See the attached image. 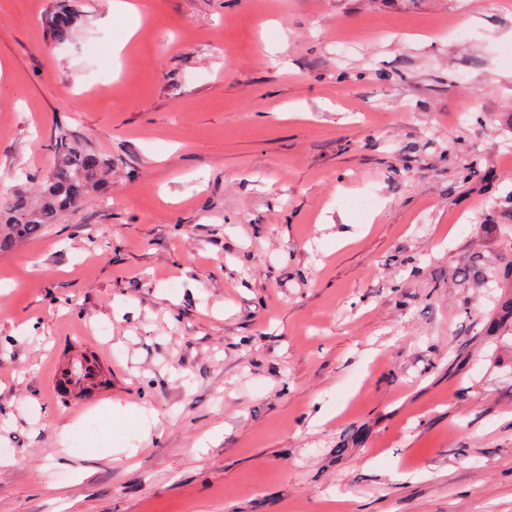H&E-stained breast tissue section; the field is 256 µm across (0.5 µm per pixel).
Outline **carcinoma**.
Returning <instances> with one entry per match:
<instances>
[{"label": "carcinoma", "mask_w": 512, "mask_h": 512, "mask_svg": "<svg viewBox=\"0 0 512 512\" xmlns=\"http://www.w3.org/2000/svg\"><path fill=\"white\" fill-rule=\"evenodd\" d=\"M51 24L57 42L70 39L74 27L70 12L55 15ZM54 146L58 161L39 198L18 194L0 201V253L13 251L41 227L54 223L61 211L103 185L112 171L111 159L89 152L64 131L56 136Z\"/></svg>", "instance_id": "1"}]
</instances>
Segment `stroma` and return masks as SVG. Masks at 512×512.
I'll return each instance as SVG.
<instances>
[{
  "mask_svg": "<svg viewBox=\"0 0 512 512\" xmlns=\"http://www.w3.org/2000/svg\"><path fill=\"white\" fill-rule=\"evenodd\" d=\"M136 2L0 0V196L112 158L0 254V512H512V0ZM50 389L61 402L75 401L80 411L112 399V360L90 336H76L64 357L50 358Z\"/></svg>",
  "mask_w": 512,
  "mask_h": 512,
  "instance_id": "obj_1",
  "label": "stroma"
}]
</instances>
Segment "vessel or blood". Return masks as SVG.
<instances>
[{
    "label": "vessel or blood",
    "instance_id": "b4317fda",
    "mask_svg": "<svg viewBox=\"0 0 512 512\" xmlns=\"http://www.w3.org/2000/svg\"><path fill=\"white\" fill-rule=\"evenodd\" d=\"M50 364L49 383L56 400L75 401L85 410L111 399L112 360L91 337H77L67 355H53Z\"/></svg>",
    "mask_w": 512,
    "mask_h": 512
}]
</instances>
